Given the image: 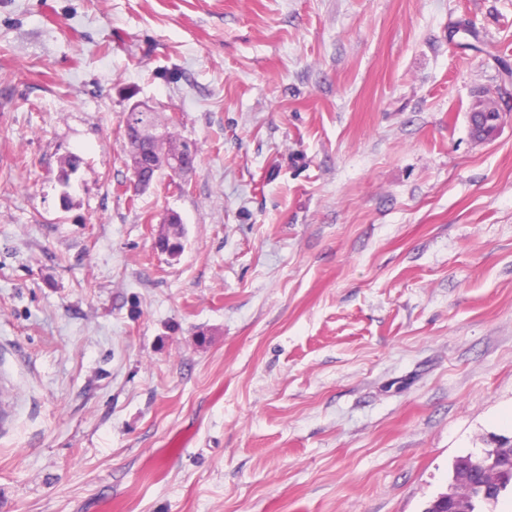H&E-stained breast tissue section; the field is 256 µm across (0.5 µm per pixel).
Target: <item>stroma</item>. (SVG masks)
<instances>
[{"label":"stroma","mask_w":512,"mask_h":512,"mask_svg":"<svg viewBox=\"0 0 512 512\" xmlns=\"http://www.w3.org/2000/svg\"><path fill=\"white\" fill-rule=\"evenodd\" d=\"M508 65L512 0H0V512H424L511 438ZM141 162L142 166L148 167L153 160H158L159 157H172L181 161L192 164L197 157V150L190 146L187 142L178 141L169 132H166V137L160 141L148 142L141 147ZM193 166V164H192ZM167 224H170L167 234L159 239L157 245L162 252H168L171 256H176L183 249L184 230L179 217L176 215H172Z\"/></svg>","instance_id":"35a3bbf8"}]
</instances>
